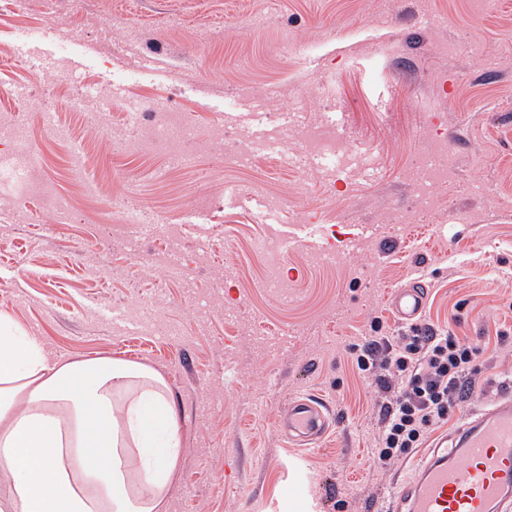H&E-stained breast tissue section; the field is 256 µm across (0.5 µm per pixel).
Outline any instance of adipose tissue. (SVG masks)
Instances as JSON below:
<instances>
[{"label":"adipose tissue","instance_id":"ef3b65f1","mask_svg":"<svg viewBox=\"0 0 512 512\" xmlns=\"http://www.w3.org/2000/svg\"><path fill=\"white\" fill-rule=\"evenodd\" d=\"M163 376L109 356L50 359L0 315V512H156L180 456Z\"/></svg>","mask_w":512,"mask_h":512}]
</instances>
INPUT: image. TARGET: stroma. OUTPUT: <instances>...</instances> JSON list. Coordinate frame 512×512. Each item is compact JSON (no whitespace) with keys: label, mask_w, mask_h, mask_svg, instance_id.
I'll return each mask as SVG.
<instances>
[{"label":"stroma","mask_w":512,"mask_h":512,"mask_svg":"<svg viewBox=\"0 0 512 512\" xmlns=\"http://www.w3.org/2000/svg\"><path fill=\"white\" fill-rule=\"evenodd\" d=\"M0 114L29 126L62 219L0 176V313L58 359L112 356L160 372L178 408L182 454L159 512H387L421 449L375 471L383 415L375 378L348 348L372 317L387 348L407 334L391 289L429 282L425 326L480 343L461 411L512 386V0H0ZM106 102L87 165L55 139L42 108L80 129L74 97ZM176 113L201 138L242 136L251 165L197 147L184 165L149 149L145 113ZM293 114L296 145L345 142L355 170L323 173L276 150L272 120ZM444 142L447 179L417 210L414 158ZM157 211L186 276L165 275L166 241L127 247L118 201ZM54 225L53 235L42 233ZM358 237L345 261L319 242ZM294 241L267 256L270 229ZM287 334L286 348L257 341ZM321 398L333 428L313 449L278 428L292 396ZM303 458L305 498L289 492Z\"/></svg>","instance_id":"35a3bbf8"}]
</instances>
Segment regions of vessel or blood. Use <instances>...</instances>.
I'll return each instance as SVG.
<instances>
[{"mask_svg":"<svg viewBox=\"0 0 512 512\" xmlns=\"http://www.w3.org/2000/svg\"><path fill=\"white\" fill-rule=\"evenodd\" d=\"M426 300V286L414 282L393 289L389 305L413 324ZM328 424L327 406L310 396H294L281 410V428L304 448L316 447ZM389 503V512H512V393L465 416L396 484Z\"/></svg>","mask_w":512,"mask_h":512,"instance_id":"vessel-or-blood-1","label":"vessel or blood"}]
</instances>
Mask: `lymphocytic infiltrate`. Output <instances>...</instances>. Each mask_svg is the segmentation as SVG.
<instances>
[{
    "mask_svg": "<svg viewBox=\"0 0 512 512\" xmlns=\"http://www.w3.org/2000/svg\"><path fill=\"white\" fill-rule=\"evenodd\" d=\"M359 372L393 370L398 379L386 407L376 448L377 468L419 447L421 441L463 402L460 379L478 372L482 349L468 340L413 328L395 348L380 354L377 340L357 348Z\"/></svg>",
    "mask_w": 512,
    "mask_h": 512,
    "instance_id": "obj_1",
    "label": "lymphocytic infiltrate"
}]
</instances>
